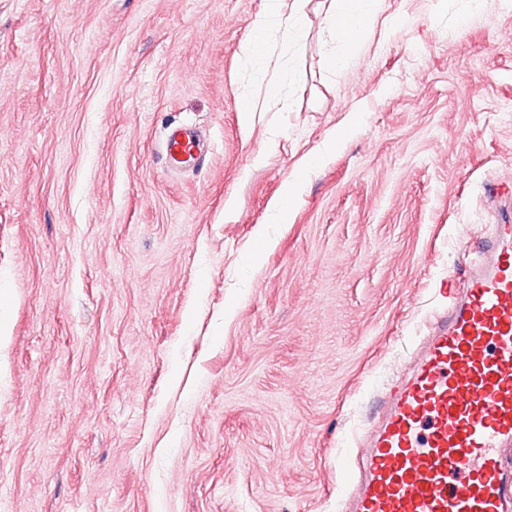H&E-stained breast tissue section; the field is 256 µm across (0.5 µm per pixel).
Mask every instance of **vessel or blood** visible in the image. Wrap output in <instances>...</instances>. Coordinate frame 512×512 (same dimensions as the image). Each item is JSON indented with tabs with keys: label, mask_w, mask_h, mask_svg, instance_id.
Returning a JSON list of instances; mask_svg holds the SVG:
<instances>
[{
	"label": "vessel or blood",
	"mask_w": 512,
	"mask_h": 512,
	"mask_svg": "<svg viewBox=\"0 0 512 512\" xmlns=\"http://www.w3.org/2000/svg\"><path fill=\"white\" fill-rule=\"evenodd\" d=\"M201 146L183 126L164 136L173 167ZM442 295L447 313L365 441L347 512H512V224L495 226L463 286Z\"/></svg>",
	"instance_id": "b4317fda"
}]
</instances>
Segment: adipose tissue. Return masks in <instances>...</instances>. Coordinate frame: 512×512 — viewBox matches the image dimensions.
I'll use <instances>...</instances> for the list:
<instances>
[{"mask_svg":"<svg viewBox=\"0 0 512 512\" xmlns=\"http://www.w3.org/2000/svg\"><path fill=\"white\" fill-rule=\"evenodd\" d=\"M311 0H266L262 17L239 50L263 76L257 91L244 99L246 114L264 111L266 101L278 98L297 74L294 56L304 45L310 28ZM380 0H320L323 24L332 30L340 51L329 54V71L342 69L355 55L371 27L368 19L379 12Z\"/></svg>","mask_w":512,"mask_h":512,"instance_id":"ef3b65f1","label":"adipose tissue"}]
</instances>
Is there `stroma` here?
<instances>
[{
    "mask_svg": "<svg viewBox=\"0 0 512 512\" xmlns=\"http://www.w3.org/2000/svg\"><path fill=\"white\" fill-rule=\"evenodd\" d=\"M265 2L0 0V512H343L512 213V0H383L336 72L311 14L248 117ZM178 124L198 169L165 162Z\"/></svg>",
    "mask_w": 512,
    "mask_h": 512,
    "instance_id": "obj_1",
    "label": "stroma"
}]
</instances>
